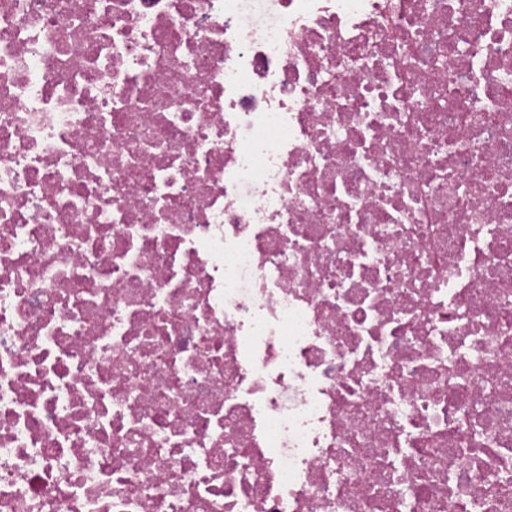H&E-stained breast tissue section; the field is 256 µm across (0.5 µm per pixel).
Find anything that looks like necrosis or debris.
Returning <instances> with one entry per match:
<instances>
[{
  "mask_svg": "<svg viewBox=\"0 0 512 512\" xmlns=\"http://www.w3.org/2000/svg\"><path fill=\"white\" fill-rule=\"evenodd\" d=\"M0 512H512V0H0Z\"/></svg>",
  "mask_w": 512,
  "mask_h": 512,
  "instance_id": "necrosis-or-debris-1",
  "label": "necrosis or debris"
}]
</instances>
